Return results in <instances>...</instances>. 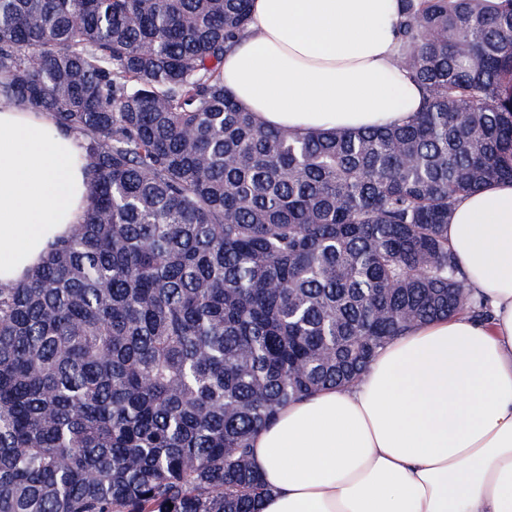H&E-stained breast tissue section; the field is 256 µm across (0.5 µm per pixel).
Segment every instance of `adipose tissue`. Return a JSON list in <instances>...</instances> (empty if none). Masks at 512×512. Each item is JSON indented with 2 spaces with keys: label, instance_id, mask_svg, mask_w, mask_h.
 <instances>
[{
  "label": "adipose tissue",
  "instance_id": "obj_1",
  "mask_svg": "<svg viewBox=\"0 0 512 512\" xmlns=\"http://www.w3.org/2000/svg\"><path fill=\"white\" fill-rule=\"evenodd\" d=\"M399 0H251L224 85L262 126L348 132L411 118L395 65ZM80 139L0 98V283L69 236L88 206ZM448 242L489 310L390 340L360 381L283 407L255 434L263 512H512V182L464 196Z\"/></svg>",
  "mask_w": 512,
  "mask_h": 512
}]
</instances>
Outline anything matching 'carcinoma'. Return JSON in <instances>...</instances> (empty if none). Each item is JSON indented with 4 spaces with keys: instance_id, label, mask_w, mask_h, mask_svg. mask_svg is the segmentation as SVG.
I'll list each match as a JSON object with an SVG mask.
<instances>
[{
    "instance_id": "1",
    "label": "carcinoma",
    "mask_w": 512,
    "mask_h": 512,
    "mask_svg": "<svg viewBox=\"0 0 512 512\" xmlns=\"http://www.w3.org/2000/svg\"><path fill=\"white\" fill-rule=\"evenodd\" d=\"M409 121L299 134L224 88L251 0H0V97L89 204L0 285V512H262L251 440L475 310L460 200L512 182V0H400Z\"/></svg>"
}]
</instances>
